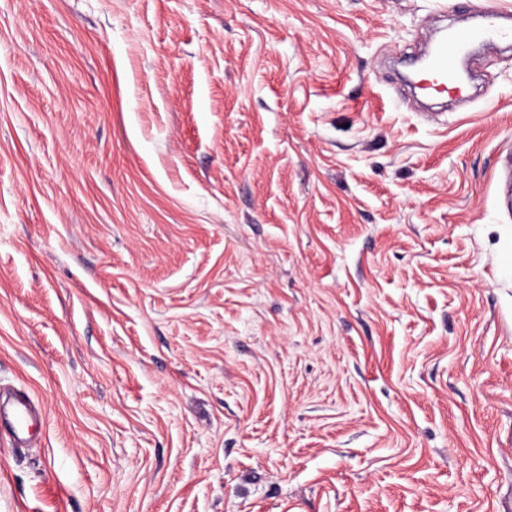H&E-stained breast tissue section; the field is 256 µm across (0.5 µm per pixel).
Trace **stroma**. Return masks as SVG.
Listing matches in <instances>:
<instances>
[{"mask_svg": "<svg viewBox=\"0 0 512 512\" xmlns=\"http://www.w3.org/2000/svg\"><path fill=\"white\" fill-rule=\"evenodd\" d=\"M472 0H0V512H512V51ZM491 2L477 0L473 10L475 22L456 25L425 54L422 59L425 70L422 90H446L461 96L467 92L465 84L460 81V62L463 56L476 45L494 50L499 40L508 35L503 31L506 29L504 21L510 17V11L499 10ZM8 393L9 404L0 405V426L8 432L14 448H28L42 425L43 411L27 392Z\"/></svg>", "mask_w": 512, "mask_h": 512, "instance_id": "35a3bbf8", "label": "stroma"}]
</instances>
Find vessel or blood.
Wrapping results in <instances>:
<instances>
[{
    "mask_svg": "<svg viewBox=\"0 0 512 512\" xmlns=\"http://www.w3.org/2000/svg\"><path fill=\"white\" fill-rule=\"evenodd\" d=\"M473 16L474 23L450 29L423 57L424 91L465 94L467 88L460 79L463 56L477 45L495 49L504 37V22L512 15L493 6L491 0H476ZM9 398L8 405H0V427L8 432L13 447H29L42 425L43 411L28 393L13 391Z\"/></svg>",
    "mask_w": 512,
    "mask_h": 512,
    "instance_id": "obj_1",
    "label": "vessel or blood"
}]
</instances>
